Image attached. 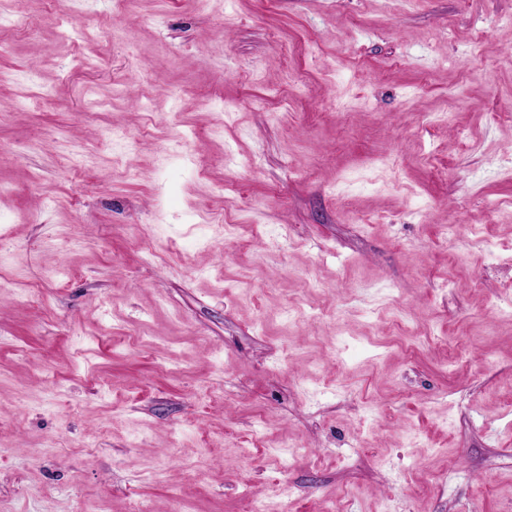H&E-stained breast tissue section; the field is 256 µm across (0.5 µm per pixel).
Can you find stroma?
<instances>
[{"label": "stroma", "instance_id": "35a3bbf8", "mask_svg": "<svg viewBox=\"0 0 512 512\" xmlns=\"http://www.w3.org/2000/svg\"><path fill=\"white\" fill-rule=\"evenodd\" d=\"M60 2L0 0V512H512V0ZM43 18L41 0H14L13 26L20 32L32 31Z\"/></svg>", "mask_w": 512, "mask_h": 512}]
</instances>
